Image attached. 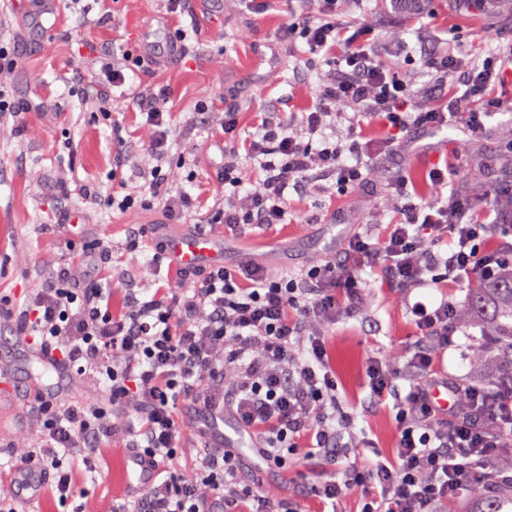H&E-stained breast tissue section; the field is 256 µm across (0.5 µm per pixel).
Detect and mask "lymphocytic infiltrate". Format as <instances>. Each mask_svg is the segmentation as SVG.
Instances as JSON below:
<instances>
[{
  "label": "lymphocytic infiltrate",
  "instance_id": "obj_1",
  "mask_svg": "<svg viewBox=\"0 0 512 512\" xmlns=\"http://www.w3.org/2000/svg\"><path fill=\"white\" fill-rule=\"evenodd\" d=\"M339 2L317 0L314 18L288 22L280 33L284 39L301 34L309 55L333 61L308 112L264 113L243 138L235 105L225 107L224 163L215 176L231 192L207 223L230 232L285 223L289 192L309 191L324 177L343 191L367 187L373 153L358 133L366 112L384 122L387 151L409 146L419 129L436 134L460 125L471 139L483 136L496 103L480 111L472 104L490 85L504 83L512 47L488 46L485 56L468 63L451 53L431 57L434 80L459 75L464 90L419 112L410 84L382 64L367 41L349 35ZM165 104L161 92L135 102L153 131L148 151L158 161L139 172L138 194L94 191L90 197L121 212L155 204L172 223L184 224L193 199L169 194L160 166L175 140ZM340 120L347 123L342 137L334 133ZM430 177L433 193L418 202L407 180L389 184L398 218L382 237L350 231L338 254L299 270L246 261L181 275L178 287L161 286L148 297L131 288L119 317L98 279L76 285L59 271L26 301L17 332L59 352L73 375L97 374L104 397L94 404L41 401L39 446L16 467L38 464L52 474L61 499L72 498L62 455L78 450L89 457L102 440L122 436L131 453L154 459L157 473L114 512H288L281 498L248 484L244 471L251 466L282 475L290 454L325 466V477L307 488L325 507L357 491L361 512H443L478 481L494 496L504 432L512 429V383L466 381L437 367L457 332L452 299L414 303L416 342L368 362L370 401L391 402L395 413L393 457L358 464L367 440L353 434L354 418L329 366L324 328L358 306L363 273L373 272L388 288H460L512 269V225L495 219L493 204L477 208L467 193L444 198L451 170L437 167ZM439 388L448 392V407L434 400ZM218 393L249 444L205 448L193 475H185L174 463L177 444L185 425L203 432ZM117 411L127 413L126 427L113 425Z\"/></svg>",
  "mask_w": 512,
  "mask_h": 512
}]
</instances>
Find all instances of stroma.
I'll list each match as a JSON object with an SVG mask.
<instances>
[{
  "instance_id": "stroma-1",
  "label": "stroma",
  "mask_w": 512,
  "mask_h": 512,
  "mask_svg": "<svg viewBox=\"0 0 512 512\" xmlns=\"http://www.w3.org/2000/svg\"><path fill=\"white\" fill-rule=\"evenodd\" d=\"M315 8L314 0H272L263 12L247 9L243 0H192L188 14L173 25L186 29V53L175 61L145 63L128 80L126 93H115L108 108L111 122L99 120L94 86L103 50L139 51L144 38L167 34L161 17L165 0H56L54 10L63 24L45 21L42 29L14 13L0 12V41L18 45L16 67L0 75V88L17 102H37L34 110L0 116V315L17 318L24 299L68 269L75 281H85L88 268L70 246L71 236L47 232L58 223L56 199L70 195L84 226L107 246L110 256L99 277L112 295V310L124 309L126 288L153 287L156 277L177 282L169 268L154 272L144 252H129V225L151 230L163 222L160 208L121 213L100 209L84 199L87 187L127 194L137 190L140 170L155 160L145 150L151 138L132 109L135 94L167 93V109L176 128L172 160L162 171L171 193L188 191L197 199L198 218H205L223 199L214 178L222 160L224 106L239 105V133L248 136L259 112H303L312 104V90L323 64L308 59L303 40L285 42L278 34L290 14ZM345 18L369 32V42L381 61L394 67L413 85L419 107L434 108L445 94L423 66L426 57L458 48L478 55L489 43L512 44V0H363L349 4ZM500 103L488 120L481 142L471 150L461 177L484 204L485 192L512 190V84L499 87ZM207 114L196 123L193 114ZM120 127L130 140L128 163L112 170V129ZM457 130L435 139L423 152H398L378 163L372 185L356 193L333 186L304 194L289 193L285 223L224 236L225 260L251 258L275 268L298 269L320 263L335 245L339 225H361L380 235L392 219L394 204L385 188L396 176L409 180L419 195L430 192L429 173L447 163L460 138ZM489 162L479 180L473 167ZM362 302L354 313L338 317L326 334L330 363L338 391L357 414L356 429L370 440L361 461L391 455L398 429L391 407L365 409L370 395L366 365L382 347L409 346L418 329L401 293L380 287L373 276L361 285ZM41 417L36 410L14 405L0 416V465L37 447ZM129 451L112 442L95 451V471L82 459H65L73 471L80 496L60 500L51 485L36 497L17 492L19 512H112L129 495Z\"/></svg>"
}]
</instances>
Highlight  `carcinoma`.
<instances>
[{"label": "carcinoma", "instance_id": "cac0c4a2", "mask_svg": "<svg viewBox=\"0 0 512 512\" xmlns=\"http://www.w3.org/2000/svg\"><path fill=\"white\" fill-rule=\"evenodd\" d=\"M459 317L464 321L480 317L486 325L483 339L469 347L472 360L478 363L496 355L503 368L501 377L512 379V270L497 282L476 283ZM490 510L512 512V481L501 485Z\"/></svg>", "mask_w": 512, "mask_h": 512}]
</instances>
